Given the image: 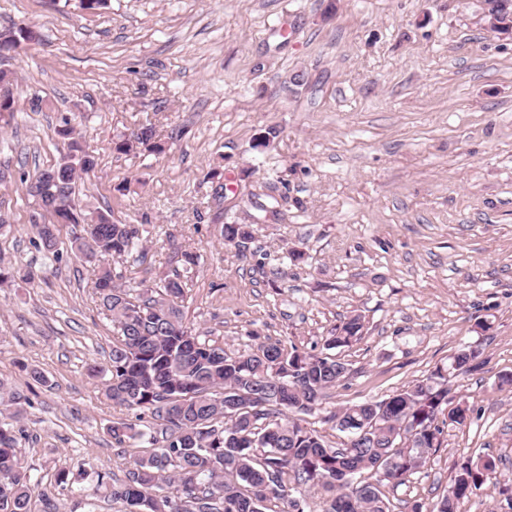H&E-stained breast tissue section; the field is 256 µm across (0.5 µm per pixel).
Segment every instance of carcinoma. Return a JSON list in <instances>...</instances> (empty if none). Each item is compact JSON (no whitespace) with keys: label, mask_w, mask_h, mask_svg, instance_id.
Returning <instances> with one entry per match:
<instances>
[{"label":"carcinoma","mask_w":512,"mask_h":512,"mask_svg":"<svg viewBox=\"0 0 512 512\" xmlns=\"http://www.w3.org/2000/svg\"><path fill=\"white\" fill-rule=\"evenodd\" d=\"M37 39L28 25L0 30V51L19 49ZM54 135L65 155L36 172L42 189L36 203L50 212L53 224H34L38 247L57 252V225L71 226L78 256L94 265V294L112 318L117 338L106 365L93 364L92 377L107 376L103 393L112 404L149 415L159 435L153 450L129 462L124 477L96 474L94 494L121 503L125 512H304L293 493L304 486L328 493L321 512H392L380 485L399 486L444 444L440 424L465 426L470 408L449 406L451 379L479 367L480 351L458 350L448 367L380 402L345 405L324 421L347 434L340 447L302 425V416L322 409L327 391L345 378L346 363L327 354L361 339L363 322L354 315L325 337L324 353L258 340L244 353L229 354L216 341L202 339L184 319L186 287L197 272L198 256L182 253L181 268L170 275L127 288L112 260L142 248L137 224L112 221L110 211L86 217L75 203L81 174L97 165L71 120L63 119ZM155 131L143 124L115 143L129 153L143 146L160 149ZM225 242L239 247L252 238L249 224H224ZM27 397L0 384V406L10 423H0V512H32L33 495L43 512H58L54 492L72 483L61 470L54 484L32 483L18 448L28 438L21 426ZM288 416H283V411ZM122 448L145 433L126 419L108 428ZM491 457L468 459L456 467L446 494L429 506L414 501L407 512H459L461 504L497 477Z\"/></svg>","instance_id":"1"}]
</instances>
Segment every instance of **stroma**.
<instances>
[{"label":"stroma","mask_w":512,"mask_h":512,"mask_svg":"<svg viewBox=\"0 0 512 512\" xmlns=\"http://www.w3.org/2000/svg\"><path fill=\"white\" fill-rule=\"evenodd\" d=\"M482 12V0H109L95 13L0 0V29L39 33L9 62L21 115L0 119L13 175L0 184V265L35 273L0 284V383L29 399L20 451L33 479L78 476L58 490L59 512H123L79 474L123 477L147 444L115 448L108 426L151 424L87 375L114 333L69 228L57 256L36 246L19 177L63 154L53 130L65 117L98 158L78 182L81 210L146 232L115 262L126 281L199 255L185 317L201 337L241 353L255 332L317 354L361 316V339L335 351L348 373L327 409L387 399L479 350L480 368L451 383L470 421L444 426L405 484L383 486L392 512L436 502L466 459L512 472V387L499 382L512 373V36ZM34 93L42 111L28 108ZM147 122L162 153L114 150ZM218 165L220 182L208 176ZM225 224L252 225L245 248L225 244Z\"/></svg>","instance_id":"35a3bbf8"}]
</instances>
